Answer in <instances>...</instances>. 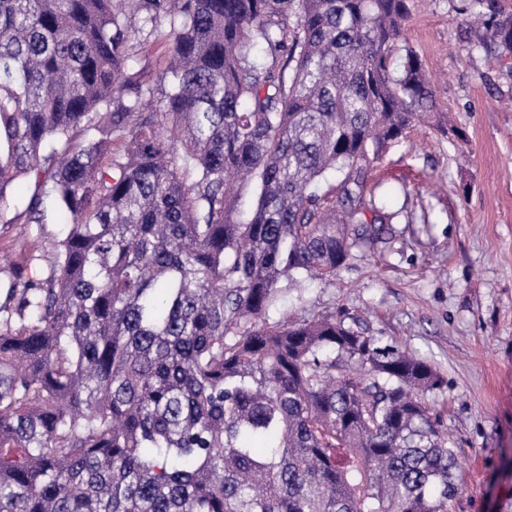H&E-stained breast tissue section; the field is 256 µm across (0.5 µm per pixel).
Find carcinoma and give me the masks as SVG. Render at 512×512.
I'll use <instances>...</instances> for the list:
<instances>
[{
  "label": "carcinoma",
  "instance_id": "carcinoma-1",
  "mask_svg": "<svg viewBox=\"0 0 512 512\" xmlns=\"http://www.w3.org/2000/svg\"><path fill=\"white\" fill-rule=\"evenodd\" d=\"M512 60V7L471 0ZM409 0H0V512H448L425 359L284 291L377 250ZM167 46L162 97L131 65Z\"/></svg>",
  "mask_w": 512,
  "mask_h": 512
}]
</instances>
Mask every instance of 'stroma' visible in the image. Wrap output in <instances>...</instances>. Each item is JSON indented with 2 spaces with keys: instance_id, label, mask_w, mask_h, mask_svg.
Instances as JSON below:
<instances>
[{
  "instance_id": "obj_1",
  "label": "stroma",
  "mask_w": 512,
  "mask_h": 512,
  "mask_svg": "<svg viewBox=\"0 0 512 512\" xmlns=\"http://www.w3.org/2000/svg\"><path fill=\"white\" fill-rule=\"evenodd\" d=\"M469 3L410 0L406 45L456 129L424 124L383 152L373 182L392 237L280 308L336 313L433 364L447 386L427 400L462 478L448 512H512V62L460 41Z\"/></svg>"
}]
</instances>
